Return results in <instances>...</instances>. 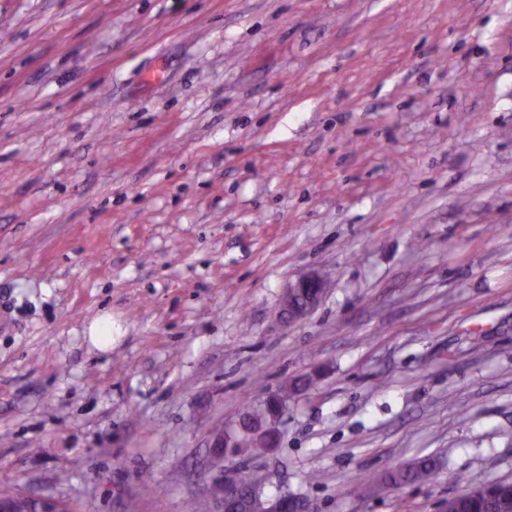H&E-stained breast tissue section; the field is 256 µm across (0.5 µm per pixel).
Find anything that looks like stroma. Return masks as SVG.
<instances>
[{
  "label": "stroma",
  "mask_w": 512,
  "mask_h": 512,
  "mask_svg": "<svg viewBox=\"0 0 512 512\" xmlns=\"http://www.w3.org/2000/svg\"><path fill=\"white\" fill-rule=\"evenodd\" d=\"M303 376L262 499L512 481V0H0V490L214 512ZM325 286V279L317 272L308 273L291 285L283 300V311L287 317L288 323L302 319L309 309L316 306L322 292H324ZM307 288H311L314 293L308 297L305 306H297L295 297L299 294L300 289ZM253 437H261L268 446L274 448L280 438V432L272 425L258 427L248 419L243 420L237 430L218 429L213 434L210 458L224 448L227 451V448L249 447V442ZM434 460L420 458L404 467L389 472L388 480L396 485L429 482L436 478L437 470Z\"/></svg>",
  "instance_id": "1"
}]
</instances>
